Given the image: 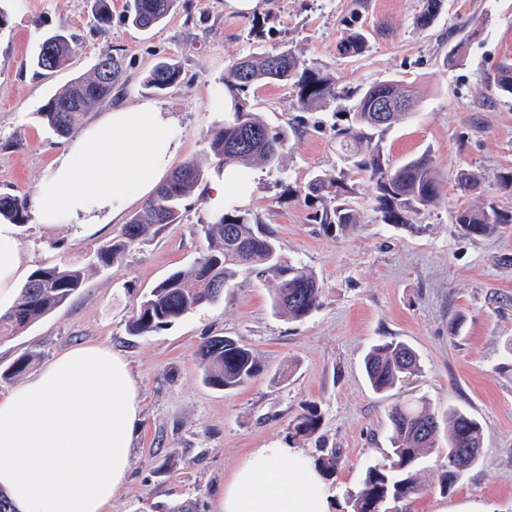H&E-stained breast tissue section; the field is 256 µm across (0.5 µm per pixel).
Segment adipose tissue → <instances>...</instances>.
I'll return each instance as SVG.
<instances>
[{
  "instance_id": "obj_1",
  "label": "adipose tissue",
  "mask_w": 512,
  "mask_h": 512,
  "mask_svg": "<svg viewBox=\"0 0 512 512\" xmlns=\"http://www.w3.org/2000/svg\"><path fill=\"white\" fill-rule=\"evenodd\" d=\"M177 119L161 103L112 109L57 156L30 201L37 223L80 231L115 223L168 173ZM250 171L230 167L208 203L249 201ZM17 227L0 223V310L21 277ZM141 399L128 362L104 345L71 348L0 397V491L15 512H111L124 489ZM219 512H330L319 470L294 446L259 448L225 484Z\"/></svg>"
}]
</instances>
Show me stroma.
<instances>
[{
    "label": "stroma",
    "instance_id": "1",
    "mask_svg": "<svg viewBox=\"0 0 512 512\" xmlns=\"http://www.w3.org/2000/svg\"><path fill=\"white\" fill-rule=\"evenodd\" d=\"M112 26H95V0H0V193L30 197L65 144L36 115L72 79L88 74L107 53L124 70L112 97L96 105L85 124L116 107L161 102L177 118L180 146L172 163L204 157L209 135L224 124L212 101L229 102L224 73L237 59L288 47L323 67L339 88L379 81L417 85L420 95L381 138L387 162L430 152L442 196L413 215L419 233L382 223L368 178L351 175L360 221L352 230L324 229L299 189L313 172L341 167L336 126L348 125L349 102L302 110L289 87L267 84L250 97L252 109L288 145L276 167H253L255 189L246 208L268 224L284 264L316 273L319 307L303 320L274 314L263 277L236 276L223 297L173 326L143 336L128 333L142 297L171 274L187 272L201 255L202 224L219 212L208 204V180L186 199L181 223L137 241L126 257L91 271L66 306L25 332L0 339V371L34 351L35 370L74 346L105 344L123 355L142 399L125 492L112 512H167L176 502L217 512L220 492L258 448L293 443L308 459L335 449L336 469L325 473L331 512H352L351 497L368 467L390 460L389 410L399 400L427 397L439 410L453 404L485 427L481 460L448 495L438 489L437 452L424 460V492L384 512H454L475 503L484 512H512V224L488 238L462 236L457 209L494 205L512 212V194L496 176L512 168V99L496 89L498 65L512 56V0H445L435 24H413L421 0H264L260 13L239 17L224 0H176L151 30L125 20V0H111ZM369 40L358 57L338 54L350 24ZM65 24L81 43L70 64L48 77L27 61L48 30ZM454 63H447L449 51ZM161 60L176 63L177 87L162 93L142 82ZM481 177L474 192L456 187L460 170ZM115 224L81 235L66 224L20 227L18 249L27 270L86 265L118 233ZM232 336L252 347L261 372L243 387L221 391L203 379L197 350L210 336ZM412 347L420 369L390 392H374L363 359L375 344ZM317 405L322 427L294 438L289 426L304 405Z\"/></svg>",
    "mask_w": 512,
    "mask_h": 512
}]
</instances>
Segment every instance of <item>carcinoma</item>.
Segmentation results:
<instances>
[{
	"mask_svg": "<svg viewBox=\"0 0 512 512\" xmlns=\"http://www.w3.org/2000/svg\"><path fill=\"white\" fill-rule=\"evenodd\" d=\"M174 0H127L126 19L132 26L152 29L170 14ZM443 9V0H423L414 17L418 30L429 29ZM95 21L100 32H108L112 22L109 0H96ZM342 56H360L367 49V37L359 30L346 28L336 44ZM78 50V39L61 24L47 32L29 66L38 75H49L67 64ZM112 61L108 75L94 65L87 77H78L56 92L37 112L38 117L60 138L73 135L89 110L107 100L119 77L122 58L106 54ZM179 67L168 61L158 62L149 72L144 86L163 92L179 82ZM278 83L295 93L297 103L305 108H325L336 101V79L323 67L306 63L290 48H282L261 58L246 56L236 60L224 74V89L232 98L231 117L209 137V154L221 168L260 163L276 166L288 142L282 129L269 127L251 110L248 96L261 84ZM496 88L500 95L512 98V57H505L498 67ZM388 93L403 100L393 81L374 83L354 90L351 124L336 128L341 161L345 168L333 175L318 171L305 185V200L318 202L315 222L329 229L348 230L359 223L353 207V187L349 172L364 173L375 189L377 211L385 224H394L411 232L422 226L411 223L410 216L440 201V190L432 157L423 153L397 168L386 163L377 136L402 118L397 112L383 125L373 111L375 94ZM208 159L190 160L176 168L162 182L152 199L128 223L122 225L112 243L100 248L93 265L108 267L122 259L132 245L149 233L168 224H178L183 217V202L206 179ZM31 215L27 200L13 194L0 195V221L24 226ZM461 235L490 237L508 218L494 206L466 207L454 217ZM199 234L206 248L188 274L175 273L152 288L128 321V332L140 336L166 329L195 309L221 297L214 284L228 285L238 273L268 275L272 309L277 315L300 320L319 306L321 286L316 274L304 267L284 266L279 244L271 228L253 213L232 209L212 224H202ZM88 269L75 264L35 269L20 289L14 304L0 312V338L17 336L50 313L67 304L83 288ZM205 382L219 390L236 389L257 376L262 363L247 344L226 336H214L200 346ZM39 354L29 352L16 359L2 374L18 377L37 361ZM364 369L377 393L393 389L401 378L419 371L418 356L403 342L379 343L368 352ZM393 461L389 467L371 466L362 487L353 499V512H381L387 501L404 503L420 495L423 487L418 474L425 450L439 447L445 439L448 451L442 464L439 492L446 495L467 472L463 453L468 448H482L485 428L467 411L450 406L439 411L424 397L398 402L389 416ZM322 426L317 405L302 408L291 424L295 437H312Z\"/></svg>",
	"mask_w": 512,
	"mask_h": 512,
	"instance_id": "1",
	"label": "carcinoma"
}]
</instances>
